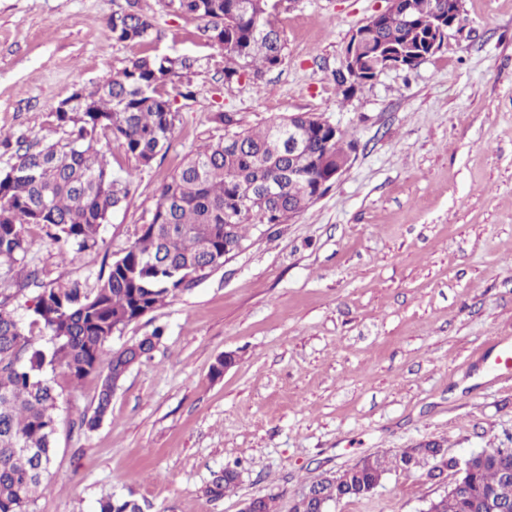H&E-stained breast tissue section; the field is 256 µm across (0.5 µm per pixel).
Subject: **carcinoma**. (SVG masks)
<instances>
[{
    "label": "carcinoma",
    "mask_w": 512,
    "mask_h": 512,
    "mask_svg": "<svg viewBox=\"0 0 512 512\" xmlns=\"http://www.w3.org/2000/svg\"><path fill=\"white\" fill-rule=\"evenodd\" d=\"M452 4L413 0L412 14L397 5L381 15L368 41L346 45L339 86L350 93L374 80L378 58L398 49L404 68L417 67L448 38ZM166 6L206 22L210 41L224 50L228 81L244 74L259 80L283 62L281 0H166ZM107 26L118 42L141 45L157 38L138 0H127ZM194 63L187 56L138 57L93 90L79 88L58 104L54 116L63 136L35 150L17 147L15 161L0 170V266L24 262L31 225L45 229L64 259L103 242L104 226L129 197L132 180L112 173L99 145L114 143L138 166L151 165L168 150L175 127L177 113L166 88L183 85ZM352 150L345 132L311 113L274 120L255 132L234 131L187 156L159 189L152 219L137 241L93 285L77 279L46 283L38 269L24 268L0 287V512H34L45 489L59 399L47 369L63 367L74 380L99 375L97 405L80 419L81 429H96L129 366L155 348L163 330L110 354L105 343L186 290L197 269L223 265L224 228L240 243L249 228L284 224L306 209L335 182L336 157ZM19 298L34 303L25 318L11 307ZM39 338L49 349L35 345ZM483 454L460 476L464 492L430 501L426 512H473V502L486 498L512 508V480L500 471L512 466V448H486ZM415 458L437 462L440 471L458 467L436 443L367 458L354 474L315 484L304 512H319L325 498L360 497L391 469L411 470ZM237 481V469L226 467L214 473L204 493L219 501ZM97 512L144 509L131 496L107 495Z\"/></svg>",
    "instance_id": "1"
}]
</instances>
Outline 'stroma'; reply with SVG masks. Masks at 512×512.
<instances>
[{"mask_svg":"<svg viewBox=\"0 0 512 512\" xmlns=\"http://www.w3.org/2000/svg\"><path fill=\"white\" fill-rule=\"evenodd\" d=\"M126 0H0V136H61L53 112L145 53L189 56L192 97H175L171 144L133 171L127 202L99 248L63 261L30 226L29 266L94 282L152 218L160 187L199 146L308 112L356 145L349 168L288 223L250 230L222 267L113 336L117 349L163 327L92 432L75 423L100 379L53 378L60 394L49 486L34 512H96L108 494L150 512H241L253 497L292 512L296 496L368 456L422 442L465 458L512 448V0H464V21L415 69H390L343 94L353 31L386 0H285L283 63L255 81L224 79L205 23L139 0L158 38L115 41ZM238 363L213 376L224 353ZM237 465L223 500L203 493ZM458 472L394 469L369 495L330 512H424Z\"/></svg>","mask_w":512,"mask_h":512,"instance_id":"obj_1","label":"stroma"}]
</instances>
